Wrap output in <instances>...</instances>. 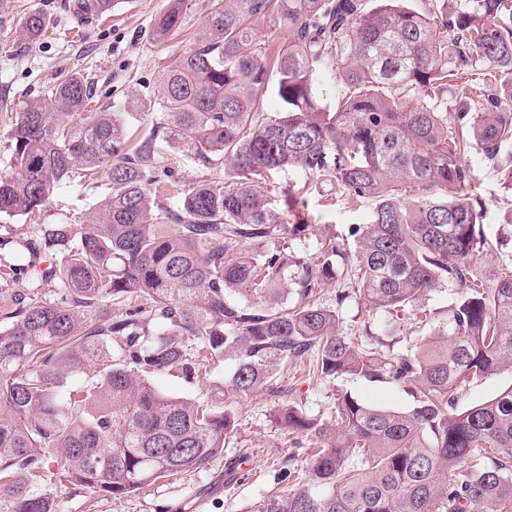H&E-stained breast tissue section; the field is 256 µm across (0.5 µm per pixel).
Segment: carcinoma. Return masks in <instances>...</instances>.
<instances>
[{
  "instance_id": "obj_1",
  "label": "carcinoma",
  "mask_w": 512,
  "mask_h": 512,
  "mask_svg": "<svg viewBox=\"0 0 512 512\" xmlns=\"http://www.w3.org/2000/svg\"><path fill=\"white\" fill-rule=\"evenodd\" d=\"M211 0L207 37L162 66L157 119L130 133L121 112L89 109L95 87L71 75L7 131L0 215L34 217L61 186L104 174L90 224H40L26 242L32 288L0 289V512H56L52 486L121 497L200 468L234 435L233 415L172 398L152 378L232 362L224 401L270 385L310 357L348 375L411 388L408 411L339 391L330 417L288 402L284 431L317 448L304 482L249 512H512V388L458 407L473 380L512 369V259L492 246L465 156L477 148L512 191V0ZM117 0H74L105 19ZM193 0H168L153 39L168 42ZM266 25V34L259 31ZM51 18L33 13L38 41ZM288 43L272 48L278 31ZM339 65L336 106L322 68ZM454 97L448 98V90ZM272 91L276 112L257 101ZM200 178L164 204L174 160ZM301 171L305 181L273 184ZM372 203L351 230L299 262L310 180ZM293 285L288 305L277 285ZM338 285L336 307L314 299ZM53 286L54 297L42 292ZM456 291L449 327L398 347L392 336L435 289ZM379 317L349 336L338 306ZM55 463L56 469L50 468Z\"/></svg>"
}]
</instances>
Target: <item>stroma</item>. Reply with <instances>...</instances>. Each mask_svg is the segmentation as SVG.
<instances>
[{
	"mask_svg": "<svg viewBox=\"0 0 512 512\" xmlns=\"http://www.w3.org/2000/svg\"><path fill=\"white\" fill-rule=\"evenodd\" d=\"M72 2L0 0V169L7 167L10 158L6 132L13 112L23 104L46 100L48 88L72 74L94 79L99 110L124 112L130 101L142 102L130 126L148 128L154 113L145 104L160 93L158 72L200 37L207 0H195L180 32L161 47L152 41V28L168 0H121L104 21L79 19ZM32 13L47 15L53 22L47 37L35 43L28 42L22 32L24 18ZM475 169L477 195L486 215L484 229L494 246L490 259L512 258V193L504 192L488 164L476 163ZM107 192L102 178H88L57 190L37 220L0 215V239L11 242L0 255L14 264L26 263L25 243L38 225L90 223ZM309 210L312 223L305 238L294 244L296 255L305 258L319 242L345 237L349 227L365 223L371 205L350 203L329 181L319 180L312 189ZM229 369L228 363L218 361L206 382L163 374L154 383L174 397L212 398ZM287 383L291 392H264L232 404L235 436L222 454L203 467L124 497L91 493L62 482L54 490L59 512H248L273 488L282 463L298 452L277 420L276 410L287 400L305 404L321 418L330 413L340 389L382 408L406 411L414 404L410 391L402 387L348 377L329 383L314 376L306 363L289 370Z\"/></svg>",
	"mask_w": 512,
	"mask_h": 512,
	"instance_id": "1",
	"label": "stroma"
}]
</instances>
